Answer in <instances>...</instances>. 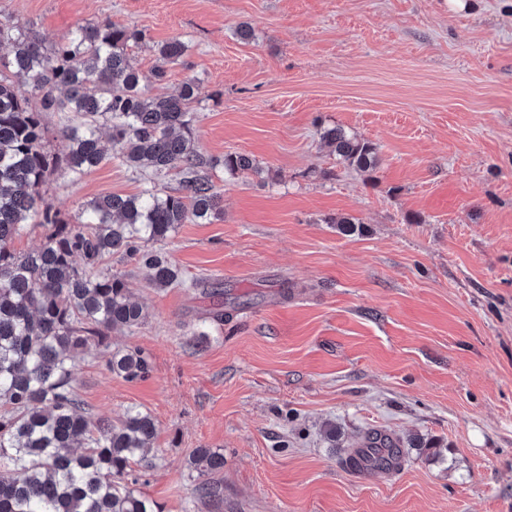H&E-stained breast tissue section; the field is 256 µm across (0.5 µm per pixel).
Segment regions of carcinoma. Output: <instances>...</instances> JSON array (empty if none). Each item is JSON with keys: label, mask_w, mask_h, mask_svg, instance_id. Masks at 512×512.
I'll use <instances>...</instances> for the list:
<instances>
[{"label": "carcinoma", "mask_w": 512, "mask_h": 512, "mask_svg": "<svg viewBox=\"0 0 512 512\" xmlns=\"http://www.w3.org/2000/svg\"><path fill=\"white\" fill-rule=\"evenodd\" d=\"M144 39L140 30L109 20L76 24L68 37L46 44L31 25L0 19V512H156L135 489L156 467L148 456L156 426L150 414L129 407L123 418L93 420L72 385L75 355L88 346L109 348L107 332L139 328L146 320L120 274L102 268L124 254L148 270L157 288L180 284L177 268L148 243L180 224H207L223 214L221 194L206 175L211 162L193 140L195 80L175 94H152L167 65L187 45H159L146 75L124 47ZM47 112L69 113L59 132L62 148L46 147ZM120 147L123 161L152 176L181 173L172 193L145 188L84 204L72 221L45 202L42 187L61 173L75 182L106 159L102 133ZM320 139L348 166L370 172L376 146L336 126ZM230 174L258 171L239 152L224 155ZM29 224L51 228L40 248H13ZM109 371L126 381L150 372L137 348L108 352ZM362 457L365 470L396 471L401 445L383 430L363 433L347 462ZM198 475L224 468V453L197 448L189 458Z\"/></svg>", "instance_id": "cac0c4a2"}]
</instances>
